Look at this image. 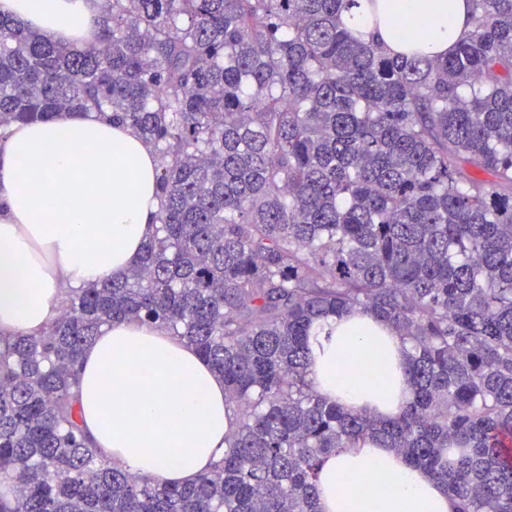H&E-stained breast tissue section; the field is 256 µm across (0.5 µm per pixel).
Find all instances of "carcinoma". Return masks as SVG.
Masks as SVG:
<instances>
[{"mask_svg":"<svg viewBox=\"0 0 512 512\" xmlns=\"http://www.w3.org/2000/svg\"><path fill=\"white\" fill-rule=\"evenodd\" d=\"M470 2L446 57L354 36L359 0H106L72 47L0 16V135L106 113L156 148L161 202L126 275L0 342V512H319L324 458L366 441L457 512H512V0ZM351 311L409 345L396 417L309 379L314 324ZM131 319L224 378V460L190 484L82 429L81 354Z\"/></svg>","mask_w":512,"mask_h":512,"instance_id":"cac0c4a2","label":"carcinoma"}]
</instances>
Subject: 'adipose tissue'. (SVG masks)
Instances as JSON below:
<instances>
[{"mask_svg": "<svg viewBox=\"0 0 512 512\" xmlns=\"http://www.w3.org/2000/svg\"><path fill=\"white\" fill-rule=\"evenodd\" d=\"M368 0L345 14L355 33L376 32L410 49L404 18H424L423 51L447 56L472 30L469 0ZM103 0H0L19 19L67 46L101 35ZM153 147L103 114H64L17 125L0 141V339L40 335L69 289L121 277L152 237ZM309 378L346 410L389 418L408 400L406 345L373 316L330 317L309 338ZM78 407L95 446L115 467L159 482L189 484L224 456L233 414L224 380L180 337L141 321L114 324L83 352ZM180 448L178 459L161 449ZM321 512H456L446 488L393 449L341 448L320 470Z\"/></svg>", "mask_w": 512, "mask_h": 512, "instance_id": "obj_1", "label": "adipose tissue"}]
</instances>
